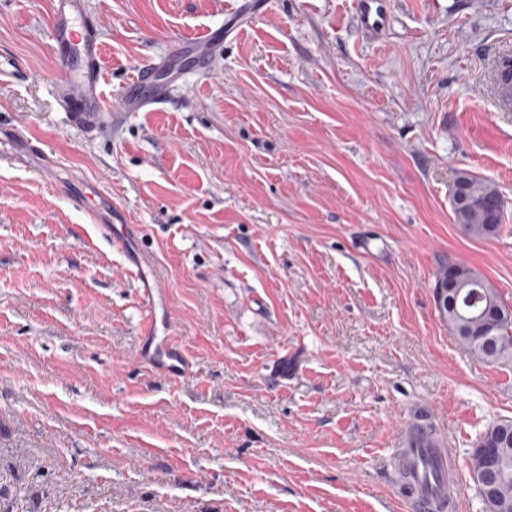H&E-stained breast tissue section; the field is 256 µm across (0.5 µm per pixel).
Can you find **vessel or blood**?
Segmentation results:
<instances>
[{
	"label": "vessel or blood",
	"mask_w": 512,
	"mask_h": 512,
	"mask_svg": "<svg viewBox=\"0 0 512 512\" xmlns=\"http://www.w3.org/2000/svg\"><path fill=\"white\" fill-rule=\"evenodd\" d=\"M359 27L376 34L383 30L390 0H352ZM101 28L98 18L89 16L85 0H53L49 29L50 47L61 59L77 57L79 64L69 71L60 88V98L71 110V121L84 134H92L109 112L158 110L168 100L170 88L182 75L172 64L161 68H140L115 101H108L102 89ZM194 57L209 63L224 43L219 31L206 30L188 37ZM141 298L145 322L135 357L174 379L192 376L194 365L175 342L172 324L163 313L166 290L161 285H144ZM393 480L408 512H461L462 474L459 450L453 436L441 432L431 416L402 425L396 431Z\"/></svg>",
	"instance_id": "b4317fda"
}]
</instances>
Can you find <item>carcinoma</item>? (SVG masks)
I'll return each instance as SVG.
<instances>
[{
  "instance_id": "cac0c4a2",
  "label": "carcinoma",
  "mask_w": 512,
  "mask_h": 512,
  "mask_svg": "<svg viewBox=\"0 0 512 512\" xmlns=\"http://www.w3.org/2000/svg\"><path fill=\"white\" fill-rule=\"evenodd\" d=\"M509 56L499 58L491 73L492 83L512 88ZM454 223L474 238H492L502 227L504 199L489 182L462 173L453 184L450 198ZM464 281L480 310V316L468 322L456 318L449 308L439 313L458 340L476 357L489 363L512 360V307L498 290L474 269L453 261L439 266L434 288L445 287L448 280ZM490 470L502 473L488 488L480 487V496L491 491L489 506L493 512H512V420L494 421L480 434L470 455V472Z\"/></svg>"
}]
</instances>
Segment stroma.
Here are the masks:
<instances>
[{
  "mask_svg": "<svg viewBox=\"0 0 512 512\" xmlns=\"http://www.w3.org/2000/svg\"><path fill=\"white\" fill-rule=\"evenodd\" d=\"M266 2L199 71L177 41L241 0H86L108 99L171 56L183 74L87 138L52 0H0V55L32 75L0 84V512H402L389 459L415 407L465 462L512 420V362L474 357L433 295L450 259L512 305V110L490 83L512 0H392L376 40L352 0ZM462 172L502 195L498 236L454 223ZM140 245L192 378L135 358Z\"/></svg>",
  "mask_w": 512,
  "mask_h": 512,
  "instance_id": "35a3bbf8",
  "label": "stroma"
}]
</instances>
